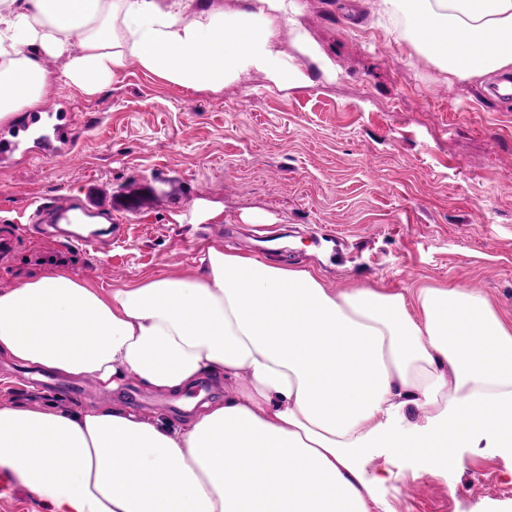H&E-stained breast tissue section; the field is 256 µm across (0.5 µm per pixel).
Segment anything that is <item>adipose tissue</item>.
<instances>
[{
	"instance_id": "obj_1",
	"label": "adipose tissue",
	"mask_w": 512,
	"mask_h": 512,
	"mask_svg": "<svg viewBox=\"0 0 512 512\" xmlns=\"http://www.w3.org/2000/svg\"><path fill=\"white\" fill-rule=\"evenodd\" d=\"M298 15V0H0V124L64 87L98 94L132 60L196 91L332 76ZM377 15L448 81L512 73V0H379ZM0 357L107 391L224 385L181 422L0 407V468L48 512H377L386 476L366 465L380 450L429 449L437 473L460 448L512 463V316L461 283L336 291L220 247L105 292L57 270L0 293Z\"/></svg>"
}]
</instances>
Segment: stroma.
<instances>
[{"mask_svg": "<svg viewBox=\"0 0 512 512\" xmlns=\"http://www.w3.org/2000/svg\"><path fill=\"white\" fill-rule=\"evenodd\" d=\"M299 2L300 24L332 60L334 79L316 73L278 90L255 73L191 91L133 61L102 94L65 88L45 100L42 112L71 128L69 161L18 153L0 164V235L36 205L83 198L92 181L121 238L104 254L18 237L0 255V292L59 268L95 285L105 261L118 288L180 274L220 245L314 268L337 291L357 282L442 287L463 267L468 287L512 314V99L480 79L444 80L409 42L370 25L374 0ZM72 382L1 358L0 406L103 405L69 392ZM111 397L174 416L172 402L133 377ZM426 454L381 452L370 462L393 471L379 496L396 512H512L503 460L461 448V467L436 474Z\"/></svg>", "mask_w": 512, "mask_h": 512, "instance_id": "obj_1", "label": "stroma"}]
</instances>
